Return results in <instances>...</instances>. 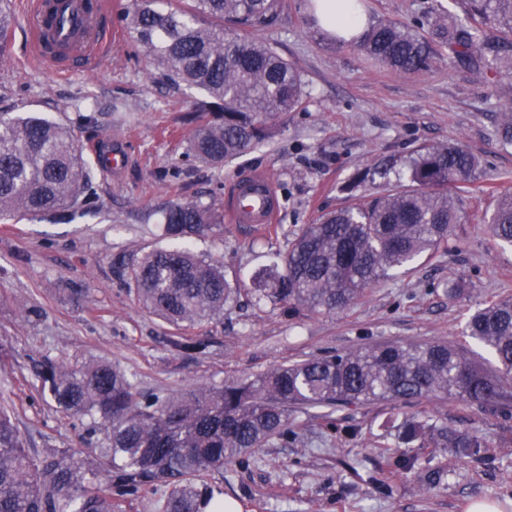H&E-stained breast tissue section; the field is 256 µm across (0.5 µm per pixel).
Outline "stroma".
Here are the masks:
<instances>
[{
    "label": "stroma",
    "mask_w": 512,
    "mask_h": 512,
    "mask_svg": "<svg viewBox=\"0 0 512 512\" xmlns=\"http://www.w3.org/2000/svg\"><path fill=\"white\" fill-rule=\"evenodd\" d=\"M122 37L89 72L60 74L30 59L23 0H7L8 41L0 49V113L39 112L69 127L86 161L88 146L119 143L129 155L117 176L95 175L99 208L69 224L51 219L0 222V400L13 411L31 452L100 447L89 419L57 410L44 397L36 368L105 359L140 391L166 395L221 385L292 362L366 344L433 341L460 344L484 302L512 297V246L474 215L492 209L494 193L512 189V147L497 135V116L512 99V77L491 83L445 62L428 72L399 73L349 44L320 36L306 0L265 38L305 81L301 111L277 118L263 146L215 170L181 158L198 93L167 84L124 35L126 0H105ZM458 144L481 162L465 198V222L447 245L418 257L413 269L381 280L348 309L316 313L257 300L250 276L277 261L318 215L346 204V184L360 170L404 161L422 145ZM266 172L279 199L275 224L224 223L193 242L195 253L244 280L237 302L214 321L175 328L143 307L124 270L146 251L168 246L162 209L196 200L225 208L234 181ZM464 291L448 297V278ZM35 315H28V308ZM200 340L201 350L181 348ZM429 411L449 425L483 434V458L462 460L449 448L402 441L405 421ZM295 437L255 449L244 464L211 474L212 486L241 512H469L478 502L512 512V412L456 398L379 402L325 415L293 412ZM417 461L404 471L394 457ZM439 476L425 488L424 473Z\"/></svg>",
    "instance_id": "obj_1"
}]
</instances>
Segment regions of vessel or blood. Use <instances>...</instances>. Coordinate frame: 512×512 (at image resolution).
I'll use <instances>...</instances> for the list:
<instances>
[{
    "label": "vessel or blood",
    "instance_id": "obj_1",
    "mask_svg": "<svg viewBox=\"0 0 512 512\" xmlns=\"http://www.w3.org/2000/svg\"><path fill=\"white\" fill-rule=\"evenodd\" d=\"M30 45L37 57L57 70L72 64L94 66L112 40L104 24L102 0H29ZM279 208L275 189L261 172L237 181L227 213L234 224H272Z\"/></svg>",
    "mask_w": 512,
    "mask_h": 512
}]
</instances>
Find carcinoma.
<instances>
[{"label":"carcinoma","mask_w":512,"mask_h":512,"mask_svg":"<svg viewBox=\"0 0 512 512\" xmlns=\"http://www.w3.org/2000/svg\"><path fill=\"white\" fill-rule=\"evenodd\" d=\"M288 12V0H128L135 45L174 87L196 88L210 114L191 133L184 162L222 168L272 137L269 118L304 102L300 71L260 37ZM499 35L492 36L488 25ZM448 47V63L486 80L512 74V0H470L461 13L426 2L414 25L371 20L353 41L369 59L403 73L428 71L441 56L422 32ZM500 136L512 144V102L502 106ZM406 183L375 195L354 190L346 206L320 215L289 244L281 262L254 277L259 298L313 312L347 309L368 288L448 242L451 225L468 219L462 194L480 175L479 160L454 145L421 146L404 162ZM93 171L71 131L34 112L0 113V221L56 215L96 205ZM482 223L512 244V193L498 194ZM174 241L128 267L142 304L167 322L210 320L240 292L222 268L195 255L191 241L221 229L223 212L176 200L163 211ZM468 336L494 356L497 369L473 364L464 345L374 344L264 372L249 381L199 386L166 396L141 393L121 368L91 360L59 363L38 374L55 406L90 419L104 432L100 450L48 448L33 456L7 406L0 407V512H118L129 496L167 489L163 512H223L204 477L257 448L286 443L296 409L360 407L423 397L484 405L506 399L512 377V297L485 302ZM410 441L447 446L472 460L489 448L476 432H460L424 415L407 425Z\"/></svg>","instance_id":"1"}]
</instances>
